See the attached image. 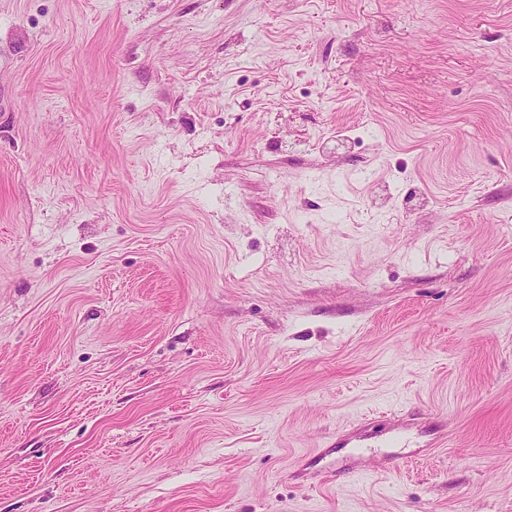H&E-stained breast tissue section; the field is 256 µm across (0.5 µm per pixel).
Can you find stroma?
Segmentation results:
<instances>
[{
  "instance_id": "stroma-1",
  "label": "stroma",
  "mask_w": 512,
  "mask_h": 512,
  "mask_svg": "<svg viewBox=\"0 0 512 512\" xmlns=\"http://www.w3.org/2000/svg\"><path fill=\"white\" fill-rule=\"evenodd\" d=\"M0 512H512V0H0Z\"/></svg>"
}]
</instances>
